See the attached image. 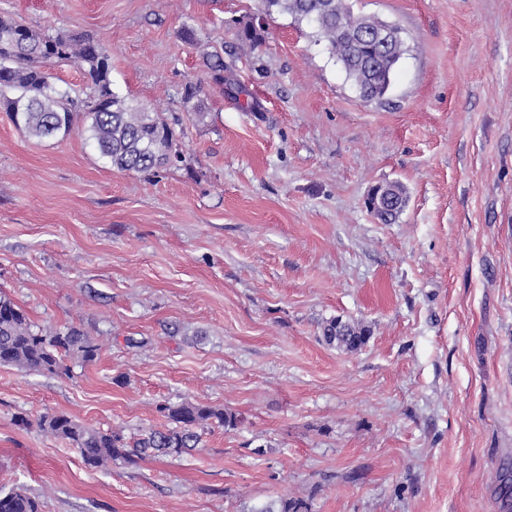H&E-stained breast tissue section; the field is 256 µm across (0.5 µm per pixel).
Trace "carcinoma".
Returning a JSON list of instances; mask_svg holds the SVG:
<instances>
[{
  "label": "carcinoma",
  "mask_w": 512,
  "mask_h": 512,
  "mask_svg": "<svg viewBox=\"0 0 512 512\" xmlns=\"http://www.w3.org/2000/svg\"><path fill=\"white\" fill-rule=\"evenodd\" d=\"M262 17L290 15L312 29V38L324 42L365 101L387 93L396 66L406 52L400 29L374 15L356 13L352 0H261ZM241 47L253 49L264 40L259 19L236 22ZM387 34L386 44L371 32ZM71 63L80 69L90 89L87 111L75 110L67 89L51 81L47 66ZM203 64L213 80L224 83V59L217 52L203 53ZM108 55L88 35H47L20 20L0 18V106L15 126L37 142L64 139L78 131L112 167L123 171L155 172L183 162L174 127L160 112L121 97L111 89ZM407 204L398 182L375 187L367 208L383 224L396 222ZM371 330L358 322L333 318L321 326L330 346L347 352L359 350ZM99 344L76 327L37 328L26 312L0 293V365L22 371L69 373L66 358L83 363L96 360ZM157 412L166 418L161 428L127 440L120 431L90 429L67 415H47L40 427L69 442L90 468L115 460L134 463L147 457L180 456L202 447L205 431L214 424L234 428L238 415L199 403H164ZM0 512H39L38 501L20 488L0 493ZM259 512H309L302 500L281 497Z\"/></svg>",
  "instance_id": "carcinoma-1"
}]
</instances>
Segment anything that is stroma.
Returning a JSON list of instances; mask_svg holds the SVG:
<instances>
[{
    "label": "stroma",
    "mask_w": 512,
    "mask_h": 512,
    "mask_svg": "<svg viewBox=\"0 0 512 512\" xmlns=\"http://www.w3.org/2000/svg\"><path fill=\"white\" fill-rule=\"evenodd\" d=\"M258 0H0L87 33L112 89L179 118L180 168L122 172L0 109V292L100 346L69 374L0 366V491L41 512H506L512 472V0H357L410 46L367 102L307 25L253 54ZM224 58L215 83L185 36ZM204 120L190 117L185 84ZM400 182L392 224L365 200ZM369 326L358 351L323 321ZM190 401L235 412L179 457L86 466L38 421L136 437Z\"/></svg>",
    "instance_id": "35a3bbf8"
}]
</instances>
